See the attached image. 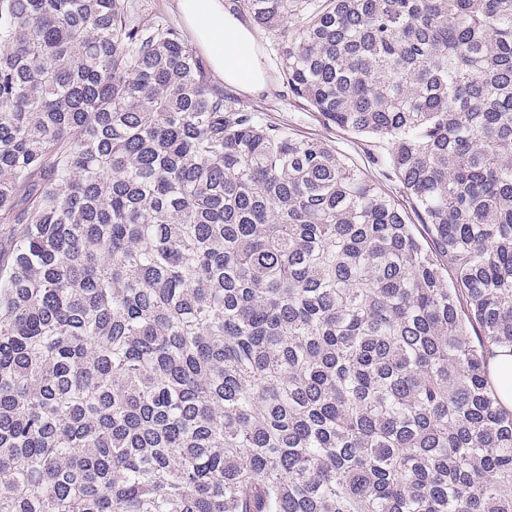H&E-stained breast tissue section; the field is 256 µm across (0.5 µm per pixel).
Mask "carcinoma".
Listing matches in <instances>:
<instances>
[{
  "label": "carcinoma",
  "instance_id": "cac0c4a2",
  "mask_svg": "<svg viewBox=\"0 0 512 512\" xmlns=\"http://www.w3.org/2000/svg\"><path fill=\"white\" fill-rule=\"evenodd\" d=\"M239 8L408 206L128 0H0V512H512V0ZM506 350L496 349L488 363L490 377L502 405L512 408V355Z\"/></svg>",
  "mask_w": 512,
  "mask_h": 512
}]
</instances>
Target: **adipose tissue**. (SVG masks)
I'll return each instance as SVG.
<instances>
[{"label": "adipose tissue", "mask_w": 512, "mask_h": 512, "mask_svg": "<svg viewBox=\"0 0 512 512\" xmlns=\"http://www.w3.org/2000/svg\"><path fill=\"white\" fill-rule=\"evenodd\" d=\"M175 7L225 85L249 93L265 89L268 76L255 33L224 0H175Z\"/></svg>", "instance_id": "adipose-tissue-1"}]
</instances>
